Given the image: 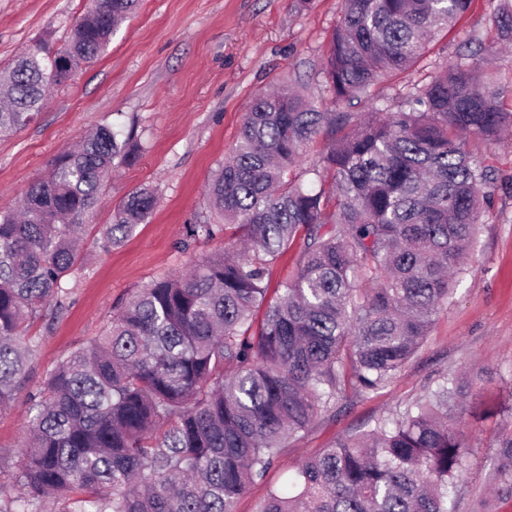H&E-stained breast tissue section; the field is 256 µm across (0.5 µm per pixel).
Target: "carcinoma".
<instances>
[{"label": "carcinoma", "mask_w": 512, "mask_h": 512, "mask_svg": "<svg viewBox=\"0 0 512 512\" xmlns=\"http://www.w3.org/2000/svg\"><path fill=\"white\" fill-rule=\"evenodd\" d=\"M137 0H90L54 71L23 53L0 71V137L31 123L51 87L103 54ZM476 0H343L324 58L334 103L369 95L425 56ZM512 43V4L492 17ZM482 44L422 85L400 108L367 113L315 107L286 87L257 96L233 155L209 185L218 224L193 235L243 238L234 255L206 257L138 290L107 327L77 348L30 396L23 497L0 488V512H237L264 480L282 442L335 407L339 394L387 386L419 351L471 253L492 170L467 148L512 129L507 92L482 81ZM343 129L314 172L297 171L303 145ZM134 148L103 125L58 154L32 183L20 212L0 211V410L14 400L35 354L30 322L68 295L115 160ZM155 205L135 191L99 227L100 248L122 243ZM302 243L296 276L269 291L278 259ZM465 377L378 420L298 468L258 512H455L466 470L455 427ZM491 475L512 490V437Z\"/></svg>", "instance_id": "cac0c4a2"}]
</instances>
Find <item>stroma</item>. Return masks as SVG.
Returning <instances> with one entry per match:
<instances>
[{
	"label": "stroma",
	"mask_w": 512,
	"mask_h": 512,
	"mask_svg": "<svg viewBox=\"0 0 512 512\" xmlns=\"http://www.w3.org/2000/svg\"><path fill=\"white\" fill-rule=\"evenodd\" d=\"M500 3L477 0L418 66L378 82L373 102L343 103L340 111L357 118L374 106L397 105L408 86L428 82L438 67L455 61L464 40L496 42L490 18ZM341 4L315 0L301 9L297 0H138L105 54L54 88L29 125L0 138V211L15 209L56 155L100 125L135 144L137 154L133 162L114 167L95 223H111L132 192L146 188L156 197L147 223L111 251L84 239L79 269L63 281L69 294L62 307H45L33 323L30 333L38 348L27 381L0 410V486L10 496L22 492L16 473L29 395L46 374L97 336L136 291L190 269L202 256L223 253V237L195 241L187 230L212 221L206 185L231 156L257 95L294 81L317 106L331 102L323 59ZM88 6L89 0H0V70L11 67L33 41L63 45ZM468 148L494 166L496 187L476 247L430 336L386 387L365 396L346 394L335 413L288 437L277 467L240 498L238 512H257L268 486L287 485L305 459L423 398L446 375L472 379L460 424L470 448L457 512H471L482 497L489 499L490 512H512V493L489 487V462L500 439L512 436V415L480 417L485 408L512 405V134Z\"/></svg>",
	"instance_id": "obj_1"
}]
</instances>
